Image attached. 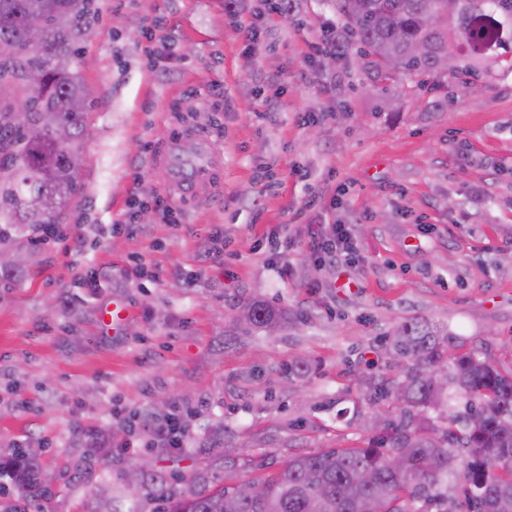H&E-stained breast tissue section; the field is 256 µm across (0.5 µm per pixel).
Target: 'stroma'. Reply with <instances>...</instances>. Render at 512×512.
<instances>
[{
  "label": "stroma",
  "mask_w": 512,
  "mask_h": 512,
  "mask_svg": "<svg viewBox=\"0 0 512 512\" xmlns=\"http://www.w3.org/2000/svg\"><path fill=\"white\" fill-rule=\"evenodd\" d=\"M93 34L75 60L86 91L80 191L64 237L31 248L17 277L0 281V464L37 441L51 478L50 512H153L161 486L194 489L243 456L368 446L363 379L401 378L384 340L426 318L447 327L459 353L512 371V25L491 49L448 20L451 71L424 90L413 77L383 81L356 50L314 53L335 14L294 0L282 19L246 0L261 35L247 45L224 0H95ZM165 8L175 21L158 71L141 56L140 19ZM273 83L272 95L258 89ZM300 112H326L300 125ZM207 129L224 154L219 191L189 202L155 163L175 117ZM335 178L344 204L304 202ZM161 194L179 228L152 214L144 233L116 236L132 198ZM347 224L358 245L356 288L309 260L304 227ZM293 240L289 270L259 245ZM225 251L200 259L208 238ZM159 275L124 279L132 256ZM98 273L71 284L73 267ZM200 271L194 286L174 268ZM287 310V328L225 345L239 303ZM123 301L128 321L104 328L102 308ZM301 358L315 367L289 376ZM193 412L188 448L128 447L113 402ZM137 458L152 466L130 478Z\"/></svg>",
  "instance_id": "1"
}]
</instances>
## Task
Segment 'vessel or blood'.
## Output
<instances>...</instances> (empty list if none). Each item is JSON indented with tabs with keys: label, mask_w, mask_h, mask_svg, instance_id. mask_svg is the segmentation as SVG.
<instances>
[{
	"label": "vessel or blood",
	"mask_w": 512,
	"mask_h": 512,
	"mask_svg": "<svg viewBox=\"0 0 512 512\" xmlns=\"http://www.w3.org/2000/svg\"><path fill=\"white\" fill-rule=\"evenodd\" d=\"M159 163L180 195L194 199L201 189L216 182L224 167V156L214 149L204 131L197 129L188 134L174 128L161 150Z\"/></svg>",
	"instance_id": "obj_1"
}]
</instances>
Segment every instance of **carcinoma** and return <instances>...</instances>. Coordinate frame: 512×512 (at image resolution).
Segmentation results:
<instances>
[{
  "label": "carcinoma",
  "mask_w": 512,
  "mask_h": 512,
  "mask_svg": "<svg viewBox=\"0 0 512 512\" xmlns=\"http://www.w3.org/2000/svg\"><path fill=\"white\" fill-rule=\"evenodd\" d=\"M342 21L334 56L356 46L380 72L394 63L416 77L436 73L437 58L448 51V0H323ZM483 7L457 18L464 38L473 42L478 19L491 13L496 24L512 22V0H480ZM92 0H0V45L13 54L0 57V245L20 239L33 243L49 213L57 224L79 191V171L70 153L56 144V130L82 152L85 112L67 105L86 98L85 87L69 62L90 34ZM31 24L42 26L45 40L32 46ZM421 53L413 54L415 47ZM41 69V87L33 94L18 73ZM19 102L31 119L55 122L47 137L33 143L11 120ZM248 326L236 333L283 325L286 313L260 300L239 306ZM393 359L407 361L403 378L392 384L366 380L367 406H398L378 444L367 448H328L299 453L260 478L264 502L250 494L257 481L245 473L273 463L227 456L224 474L211 486L179 496H162L154 512H457L453 484L464 482L470 512H512V373H503L473 354L448 355L453 337L424 318L398 325L385 343ZM444 408L451 425L439 438L417 410ZM399 457L404 467L392 466ZM15 481L22 497L46 499L36 453H17Z\"/></svg>",
  "instance_id": "cac0c4a2"
}]
</instances>
